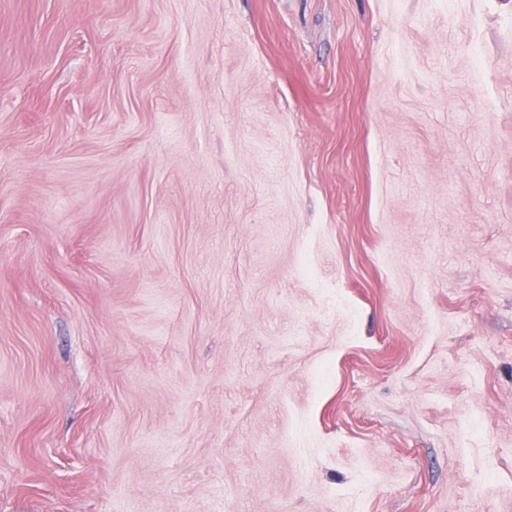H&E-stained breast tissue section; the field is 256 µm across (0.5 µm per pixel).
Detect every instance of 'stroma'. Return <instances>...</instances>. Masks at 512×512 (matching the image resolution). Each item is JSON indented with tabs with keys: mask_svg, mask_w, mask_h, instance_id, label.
<instances>
[{
	"mask_svg": "<svg viewBox=\"0 0 512 512\" xmlns=\"http://www.w3.org/2000/svg\"><path fill=\"white\" fill-rule=\"evenodd\" d=\"M512 512V0H0V512Z\"/></svg>",
	"mask_w": 512,
	"mask_h": 512,
	"instance_id": "35a3bbf8",
	"label": "stroma"
}]
</instances>
